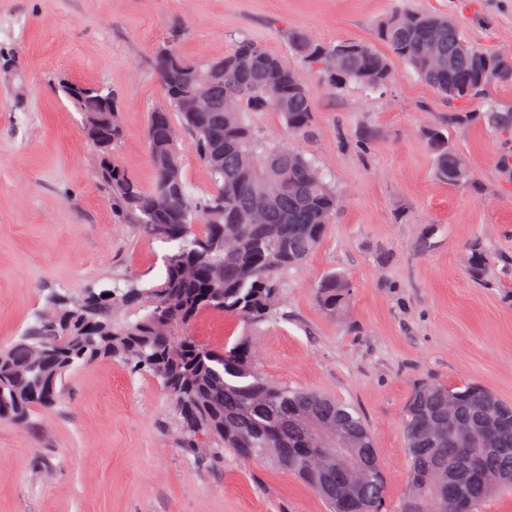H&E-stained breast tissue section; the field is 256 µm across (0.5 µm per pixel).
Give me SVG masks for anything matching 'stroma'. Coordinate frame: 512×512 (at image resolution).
Segmentation results:
<instances>
[{
  "instance_id": "obj_1",
  "label": "stroma",
  "mask_w": 512,
  "mask_h": 512,
  "mask_svg": "<svg viewBox=\"0 0 512 512\" xmlns=\"http://www.w3.org/2000/svg\"><path fill=\"white\" fill-rule=\"evenodd\" d=\"M456 20L474 45L512 53V0H0V347L53 292L148 283L166 247L118 209L98 179L99 151L59 85H107L125 137L113 151L142 186L153 172L145 128L163 104L153 67L173 45L189 60L224 56L248 37L294 62L293 32L373 41L398 2ZM383 90L330 92L303 68L314 125L298 147L332 174L342 206L303 265L282 281L284 318L254 326L218 311L189 331L223 351L251 341L270 380L323 392L365 420L386 477L384 512L407 489L401 412L414 383L476 382L512 403V140L485 104L454 111L401 60ZM443 126L476 189L434 173L423 131ZM480 243L491 274L467 270ZM331 271L350 286L343 315L319 307ZM0 512H329L299 478L232 452L186 449L161 384L120 362L71 369L58 403L26 423L0 418Z\"/></svg>"
}]
</instances>
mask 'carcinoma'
<instances>
[{
    "label": "carcinoma",
    "mask_w": 512,
    "mask_h": 512,
    "mask_svg": "<svg viewBox=\"0 0 512 512\" xmlns=\"http://www.w3.org/2000/svg\"><path fill=\"white\" fill-rule=\"evenodd\" d=\"M374 34L458 112L491 85L512 84V55L472 45L446 16L396 8L376 24ZM427 41L449 66L436 68L427 60ZM291 43L300 60L318 66L333 92L349 83L377 92L392 78L389 59L367 42L322 44L294 33ZM198 66L173 47L155 56L168 107L149 115L153 181L147 189L109 160L123 139L118 94L105 86L61 85L85 116V135L102 154L100 178L125 211L139 215L142 231L169 249L162 273L146 286L126 281L80 296L52 294L20 336L0 348V418L26 421L32 408L58 402L74 366L112 359L163 385L192 454L218 456L229 448L245 460L268 459L314 489L333 512H381L382 474L349 495L322 486L332 448L319 420L332 422L358 444L353 453L359 464L381 471L368 427L353 406L265 380L244 337L217 353L188 332L208 310L249 324L283 316L281 277L320 244L341 206L327 176L310 178L317 161L294 145L311 132L314 112L305 85L294 81V68L241 38L224 58L205 64L211 72L207 103L203 111L190 112L185 100ZM254 112L276 113L286 137L268 139L253 123ZM486 119L500 137H512V108L494 107ZM426 138L436 176L451 186L472 185L471 172H458L446 130L430 127ZM187 148L210 174L212 188L204 194H195L184 176ZM258 208L265 210L264 223H248ZM468 271L477 279L488 274L483 250H471ZM316 297L335 317L347 305L349 284L331 272L317 283ZM460 420L468 423L470 440L448 441ZM402 423L409 480L397 512H452L457 496L469 498L473 512H482L494 492L512 488V403L474 383L420 381L404 405ZM489 423L499 424L497 446L482 451L490 478L482 485L466 474L464 449L479 447ZM199 434L215 447H198ZM450 468L457 475L451 490L440 481Z\"/></svg>",
    "instance_id": "cac0c4a2"
}]
</instances>
